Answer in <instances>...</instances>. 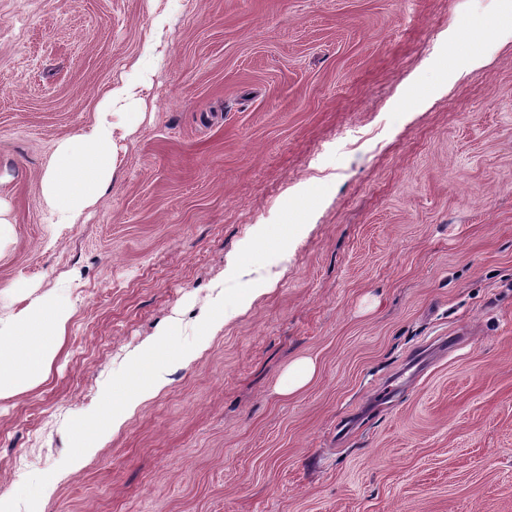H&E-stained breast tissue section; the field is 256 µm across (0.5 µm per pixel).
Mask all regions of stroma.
Masks as SVG:
<instances>
[{
  "label": "stroma",
  "mask_w": 512,
  "mask_h": 512,
  "mask_svg": "<svg viewBox=\"0 0 512 512\" xmlns=\"http://www.w3.org/2000/svg\"><path fill=\"white\" fill-rule=\"evenodd\" d=\"M157 7L177 22L110 192L48 223L56 143ZM320 185L242 274L249 301L63 466L67 422L168 326L191 335L240 250ZM0 199V289L72 302L49 381L0 400V492L48 472L37 512H512L506 0H0ZM314 367L312 363L300 361L288 369V374L283 383L286 392H292L303 386L312 376Z\"/></svg>",
  "instance_id": "35a3bbf8"
}]
</instances>
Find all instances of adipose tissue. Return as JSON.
Instances as JSON below:
<instances>
[{"mask_svg": "<svg viewBox=\"0 0 512 512\" xmlns=\"http://www.w3.org/2000/svg\"><path fill=\"white\" fill-rule=\"evenodd\" d=\"M173 24L169 11L154 15L140 47V64L105 91L87 129L58 142L41 180L46 209L58 223H78L111 189L117 170L115 141L142 120L141 113L129 106L146 87V65L158 60L163 37ZM10 294L21 306L0 318V399L25 393L48 379L71 315L67 285L34 299L22 285Z\"/></svg>", "mask_w": 512, "mask_h": 512, "instance_id": "1", "label": "adipose tissue"}]
</instances>
